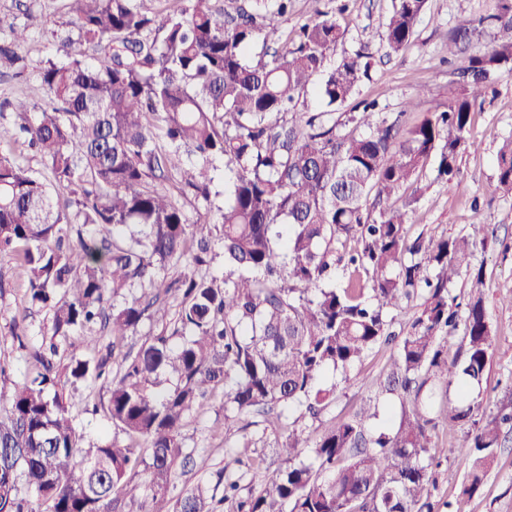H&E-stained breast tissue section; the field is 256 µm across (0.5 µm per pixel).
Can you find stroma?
Wrapping results in <instances>:
<instances>
[{
  "instance_id": "35a3bbf8",
  "label": "stroma",
  "mask_w": 512,
  "mask_h": 512,
  "mask_svg": "<svg viewBox=\"0 0 512 512\" xmlns=\"http://www.w3.org/2000/svg\"><path fill=\"white\" fill-rule=\"evenodd\" d=\"M69 0H36L29 21L32 58L45 59L56 50L54 32L65 29L69 18ZM392 6L391 0H294L288 15L277 18L283 35L294 29L315 10L336 15L345 35L331 51L328 66L347 54L358 51L368 54L372 63V79L360 89L356 98L337 108L340 132L353 129L347 117L358 111L363 100H377L384 117L404 115L406 123L414 124L428 112L443 106L450 96L463 90V80L447 62L448 36L467 20L485 13L487 0H427L413 41L397 56L387 57L381 40L384 20ZM512 141V71L501 70L492 77V88L485 99L477 101L473 127L459 159V177L467 185L464 194L446 191L436 180V162H429L423 175V193L409 214V238L420 236L465 235L479 241L473 265L486 272L485 304L494 336L492 355L481 388L486 411L512 395V308L502 306V297L512 294V192L498 190L495 182V161L500 148ZM494 228L493 240H486L487 228ZM22 275L14 264L0 262V360L9 365L6 390L23 384L35 369L34 352L56 344L58 365H65L70 356L93 361L108 357L112 338L104 335L96 341L83 340L78 334L52 336L48 311L31 308L25 295ZM26 327L24 339L12 336L16 322ZM395 344H379L367 351L349 371L348 378L328 372L324 381L336 384V399L323 411L318 421L298 425L302 439L313 440L318 433L338 418L351 415L370 394L371 380L393 360ZM109 394L100 383L80 386L69 392L74 423L82 437V449H89L102 440L120 438L121 433L109 426L104 414L85 413L86 403L106 404ZM222 396H215L209 406L193 412L182 428L185 452L205 460L204 468L186 473L177 482L186 489L204 481L214 487L216 496L224 494V450L237 447L253 438L256 448L250 457L262 460L264 467L275 470L283 465L275 454L276 433L267 428L262 417L243 418L233 429L224 427ZM473 464L471 457L452 455L435 471L432 499L440 512H512V434L498 448L480 490L467 502L458 495Z\"/></svg>"
}]
</instances>
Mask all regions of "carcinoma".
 Instances as JSON below:
<instances>
[{
    "mask_svg": "<svg viewBox=\"0 0 512 512\" xmlns=\"http://www.w3.org/2000/svg\"><path fill=\"white\" fill-rule=\"evenodd\" d=\"M0 9V69L35 76L48 102L25 98L0 103L12 123H0V256L26 278L31 306L51 313V335L91 336L95 326L114 336L135 330L145 317L163 326L136 356L121 360L112 377L104 362L71 356L58 369L37 358L34 375L10 394L0 391V512H154L193 463L184 453L187 415L224 387V428L260 414L277 427L284 411L293 424L316 419L335 397L319 387L331 369L346 373L381 342L397 358L373 382L376 398L322 431L313 461L300 460L296 432L276 440L287 467L274 473L256 463V493L238 497L242 477L224 478L228 512H438L427 486L436 456L432 430L439 421L469 422L464 441L443 455L466 452L473 466L460 490L472 497L502 446L512 410L476 420L493 336L485 308L483 268L471 274L465 315L448 300V284L469 265L471 243L447 236L407 243L409 211L422 192L428 161L437 160L445 190L459 191L458 157L473 122L474 102L485 96L491 73L512 70V0H490L478 24L497 29L494 47H475L463 74L466 92L405 128L378 120V102H363L349 121L367 132H336L333 110L370 79L361 53L332 69L327 55L343 39L336 20L315 11L282 50L274 16L293 0H187L160 16L138 0H70L58 56L29 57L33 0ZM427 0H392L383 25L387 54L413 40ZM263 50L249 55L253 44ZM314 89L327 111H288ZM26 146L45 171L14 158ZM191 152L196 162L182 163ZM234 173L229 199L216 218L188 221L176 196L211 195L213 161ZM496 188L512 192V143L496 159ZM410 191L398 207L384 205ZM374 197L378 214L367 210ZM236 280L202 273L213 243ZM186 259L175 280L161 275ZM351 272L332 283L336 264ZM367 280H362L360 273ZM140 290L121 308L112 298ZM181 292L177 316L167 297ZM421 296L420 314L401 335L384 311ZM463 330L462 355L449 356ZM188 338L175 345L173 336ZM176 378L159 389L161 376ZM460 380L462 402L434 399V385ZM101 380L109 397L103 411L128 437L86 452L74 474L80 435L66 386ZM382 395L401 404L388 425ZM150 448L149 460L138 442ZM25 482L27 491L19 484ZM215 495L199 482L178 496L174 512H216Z\"/></svg>",
    "mask_w": 512,
    "mask_h": 512,
    "instance_id": "obj_1",
    "label": "carcinoma"
}]
</instances>
